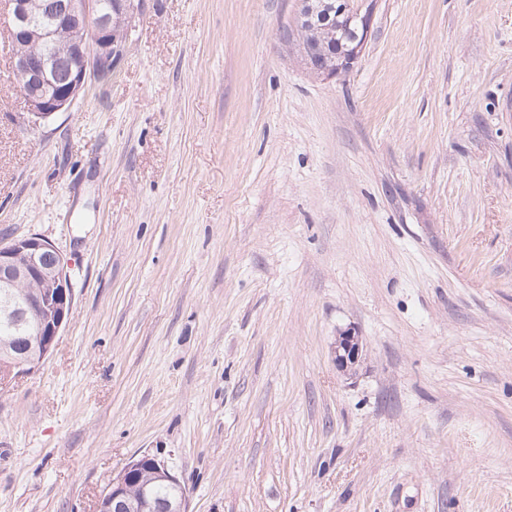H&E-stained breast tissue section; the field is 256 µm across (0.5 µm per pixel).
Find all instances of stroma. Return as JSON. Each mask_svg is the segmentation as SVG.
<instances>
[{"instance_id": "stroma-1", "label": "stroma", "mask_w": 512, "mask_h": 512, "mask_svg": "<svg viewBox=\"0 0 512 512\" xmlns=\"http://www.w3.org/2000/svg\"><path fill=\"white\" fill-rule=\"evenodd\" d=\"M299 9L143 0L37 124L0 51V243L73 285L0 378V512H97L145 453L188 512H512V0H375L328 80ZM363 345L360 336L352 329L340 331L333 346L336 367L342 372L351 371L360 361Z\"/></svg>"}]
</instances>
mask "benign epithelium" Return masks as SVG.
Segmentation results:
<instances>
[{"mask_svg":"<svg viewBox=\"0 0 512 512\" xmlns=\"http://www.w3.org/2000/svg\"><path fill=\"white\" fill-rule=\"evenodd\" d=\"M299 18L307 26L330 12L355 23L359 34L354 46L340 48L330 65L311 63V69L325 78L347 73L357 59L367 38L371 12L361 11L355 0H300ZM142 0H8L6 24L13 46L36 44L54 45L48 52L27 53L15 50L12 70L26 99L27 112L32 119L48 120L68 111L79 98L91 75L108 74L115 70L122 55ZM118 14L123 25L112 26V14ZM28 288L25 295V314L37 322L39 341L23 366L8 351H0V375L13 371L31 372L46 358L55 346L57 337L66 324L72 309L73 288L64 270L56 248L49 241L31 235L0 244V313L15 317L6 299L15 291ZM363 345L356 332H339L333 346L336 367L351 371L360 361ZM147 463L166 479L178 484L180 480L155 455H144L133 461L112 482L100 497L97 512H186V501L176 506L155 508L147 493L133 502L127 486L133 473Z\"/></svg>","mask_w":512,"mask_h":512,"instance_id":"7a95c632","label":"benign epithelium"}]
</instances>
